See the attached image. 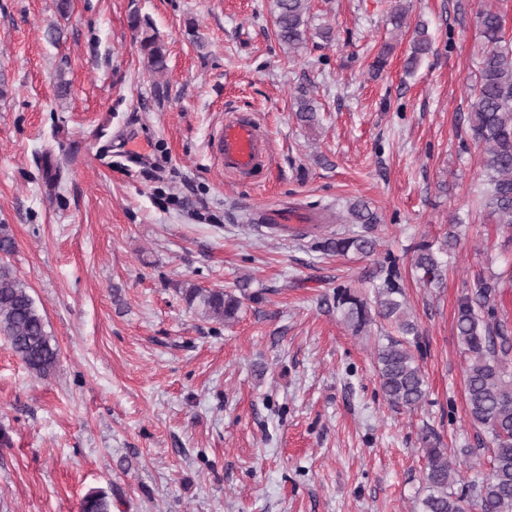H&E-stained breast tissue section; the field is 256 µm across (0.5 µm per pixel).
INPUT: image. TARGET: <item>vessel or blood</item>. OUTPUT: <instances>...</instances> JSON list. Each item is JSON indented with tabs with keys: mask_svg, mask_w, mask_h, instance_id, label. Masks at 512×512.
Segmentation results:
<instances>
[{
	"mask_svg": "<svg viewBox=\"0 0 512 512\" xmlns=\"http://www.w3.org/2000/svg\"><path fill=\"white\" fill-rule=\"evenodd\" d=\"M224 170L240 179H248L268 162L267 141L252 121L234 118L226 121L218 138Z\"/></svg>",
	"mask_w": 512,
	"mask_h": 512,
	"instance_id": "b4317fda",
	"label": "vessel or blood"
}]
</instances>
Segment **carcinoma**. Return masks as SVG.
I'll use <instances>...</instances> for the list:
<instances>
[{
	"label": "carcinoma",
	"mask_w": 512,
	"mask_h": 512,
	"mask_svg": "<svg viewBox=\"0 0 512 512\" xmlns=\"http://www.w3.org/2000/svg\"><path fill=\"white\" fill-rule=\"evenodd\" d=\"M274 6L277 40L290 50L301 47L307 32L304 15L308 0H274ZM477 27L481 38L479 71L466 122L473 142L484 153L483 173L489 188L482 200L483 211L512 228V41L506 39L503 15L496 9L480 12ZM415 34L410 58L414 64L432 45L425 29L418 28ZM140 44L149 67L155 72L164 70L166 56L157 37L147 34ZM296 101L297 119L308 125L316 123L317 107L307 91L299 90ZM343 223L377 224L379 218L366 203L357 201L348 207ZM457 244V234L450 231L438 246L429 241L415 246L412 262L423 281L431 284L442 279L439 255L451 254ZM321 248L338 255H370L376 250V241L366 234L343 235L326 239ZM373 278L379 281L373 302L339 287L336 309L356 333L364 331L376 316L394 324L398 335L388 337L376 350L380 389L393 407L412 410L425 398L426 381L414 354L420 333L402 300L397 259L386 254ZM505 279L512 281V270L490 277L476 275L459 299L456 312L457 337L467 357V411L472 423L490 434L491 473L480 486L465 481L448 460L447 449L440 447V440L426 433L422 437L427 458L426 495L419 500L418 512H469L474 505L481 512H512V376L505 370L512 356V328L497 307ZM247 284L248 280H242L238 295L195 285L183 289L182 295L202 319L226 323L237 318L244 298H257L246 292ZM0 334L33 374L47 376L56 369L60 351L46 331L44 317L28 285L4 263L0 264ZM80 512H112L111 502L105 492L92 490L81 499Z\"/></svg>",
	"instance_id": "1"
}]
</instances>
